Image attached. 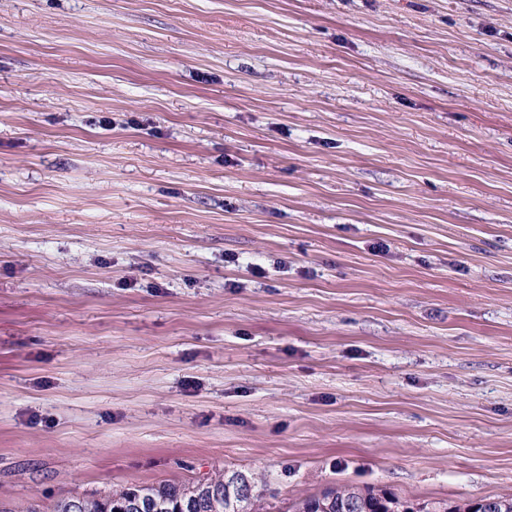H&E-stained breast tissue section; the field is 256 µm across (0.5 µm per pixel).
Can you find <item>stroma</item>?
Listing matches in <instances>:
<instances>
[{"instance_id":"obj_1","label":"stroma","mask_w":512,"mask_h":512,"mask_svg":"<svg viewBox=\"0 0 512 512\" xmlns=\"http://www.w3.org/2000/svg\"><path fill=\"white\" fill-rule=\"evenodd\" d=\"M221 468L512 493V0H0V501Z\"/></svg>"}]
</instances>
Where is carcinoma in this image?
I'll return each mask as SVG.
<instances>
[{
	"label": "carcinoma",
	"instance_id": "obj_1",
	"mask_svg": "<svg viewBox=\"0 0 512 512\" xmlns=\"http://www.w3.org/2000/svg\"><path fill=\"white\" fill-rule=\"evenodd\" d=\"M254 473L218 471L191 483L163 481L104 494L60 497L48 508L32 501L20 508L0 503V512H268ZM481 500L463 504H413L386 490L335 484L302 496L287 512H477Z\"/></svg>",
	"mask_w": 512,
	"mask_h": 512
}]
</instances>
